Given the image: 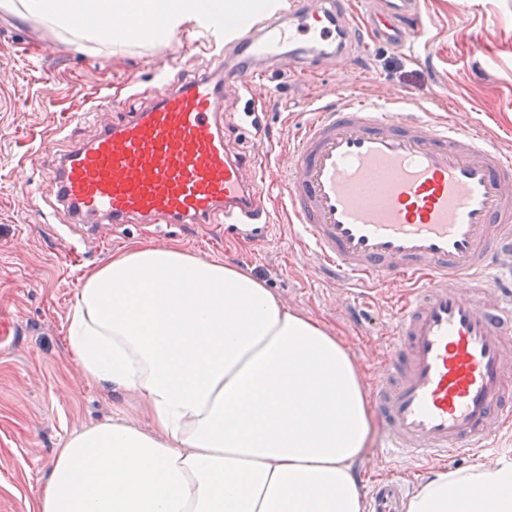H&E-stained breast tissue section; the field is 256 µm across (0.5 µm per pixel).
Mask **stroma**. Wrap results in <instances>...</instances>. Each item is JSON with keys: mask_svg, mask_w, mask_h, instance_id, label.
Wrapping results in <instances>:
<instances>
[{"mask_svg": "<svg viewBox=\"0 0 512 512\" xmlns=\"http://www.w3.org/2000/svg\"><path fill=\"white\" fill-rule=\"evenodd\" d=\"M428 38L410 50L377 47L305 72L268 70L248 96L224 92V137L233 152L254 157L271 140L286 149L314 102L346 95L393 100L414 111L457 121L512 151V0H425ZM208 35L190 25L168 38L120 46L68 45L42 24L0 11V512H27L65 440L84 427L122 417L144 425L118 394L87 382L66 343L75 290L87 270L136 244L172 245L241 267L265 280L289 307L332 327L372 382L382 341L392 329L401 293L381 290L358 299L331 283L290 235L272 185L269 230L210 236L195 224H128L112 229L73 220L45 177L60 155L87 146L98 131L148 108L168 84L210 72ZM110 90L120 109L79 120L94 97ZM81 241L64 252L61 241ZM372 438L355 467L361 486L398 480L418 491L440 468L468 471L479 459L448 465L381 459Z\"/></svg>", "mask_w": 512, "mask_h": 512, "instance_id": "stroma-1", "label": "stroma"}]
</instances>
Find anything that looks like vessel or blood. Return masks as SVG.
Here are the masks:
<instances>
[{
  "instance_id": "1",
  "label": "vessel or blood",
  "mask_w": 512,
  "mask_h": 512,
  "mask_svg": "<svg viewBox=\"0 0 512 512\" xmlns=\"http://www.w3.org/2000/svg\"><path fill=\"white\" fill-rule=\"evenodd\" d=\"M290 0L248 33L212 25L214 75L168 89L104 128L49 174L74 217L203 224L220 236L270 215L267 171L232 155L223 92L249 88L254 61L288 71L428 37L423 0ZM239 38L245 61L219 48ZM277 184L305 249L341 287L406 288L370 401L383 454L488 458L512 426V154L473 128L438 125L359 96L317 107ZM409 491L376 484L368 512H400Z\"/></svg>"
}]
</instances>
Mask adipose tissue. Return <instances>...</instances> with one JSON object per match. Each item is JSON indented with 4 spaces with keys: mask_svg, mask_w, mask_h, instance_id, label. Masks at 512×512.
Here are the masks:
<instances>
[{
    "mask_svg": "<svg viewBox=\"0 0 512 512\" xmlns=\"http://www.w3.org/2000/svg\"><path fill=\"white\" fill-rule=\"evenodd\" d=\"M262 0H0L72 37L123 45L237 25ZM161 16L144 31L142 19ZM113 21V34L99 26ZM67 345L84 378L149 422L97 423L57 453L31 512H364L362 373L323 322L240 267L133 246L88 271ZM406 512H512V463L424 479Z\"/></svg>",
    "mask_w": 512,
    "mask_h": 512,
    "instance_id": "adipose-tissue-1",
    "label": "adipose tissue"
}]
</instances>
